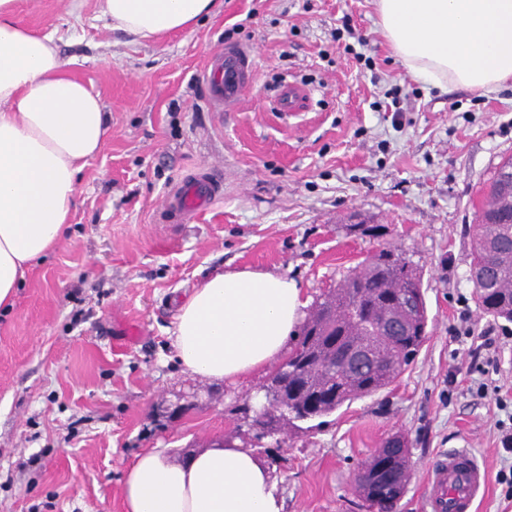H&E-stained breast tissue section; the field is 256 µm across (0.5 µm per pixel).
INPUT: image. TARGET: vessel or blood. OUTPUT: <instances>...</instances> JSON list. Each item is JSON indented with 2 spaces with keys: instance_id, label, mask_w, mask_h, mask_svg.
Returning <instances> with one entry per match:
<instances>
[{
  "instance_id": "1",
  "label": "vessel or blood",
  "mask_w": 512,
  "mask_h": 512,
  "mask_svg": "<svg viewBox=\"0 0 512 512\" xmlns=\"http://www.w3.org/2000/svg\"><path fill=\"white\" fill-rule=\"evenodd\" d=\"M253 57L249 48L230 46L208 63V92L219 110L231 108L244 97L252 82ZM303 88L284 85L276 102L282 112H294L305 97ZM223 180L213 172L194 177L173 190L167 201L169 213L188 219L222 192ZM486 484V473L468 452L452 451L435 459L428 468L426 490L429 512H473L474 502Z\"/></svg>"
}]
</instances>
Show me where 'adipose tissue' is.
<instances>
[{"instance_id": "1", "label": "adipose tissue", "mask_w": 512, "mask_h": 512, "mask_svg": "<svg viewBox=\"0 0 512 512\" xmlns=\"http://www.w3.org/2000/svg\"><path fill=\"white\" fill-rule=\"evenodd\" d=\"M114 30L150 40L196 25L219 0H98ZM392 53L434 87L491 93L512 81V0H376ZM18 0H0V307L12 303L31 263L65 235L77 176L103 147L109 115L97 94L64 74L52 37L18 25ZM288 277L218 272L176 318L184 371L237 382L288 348L303 307ZM124 512H281L265 464L242 448L204 449L174 462L166 449L135 457Z\"/></svg>"}]
</instances>
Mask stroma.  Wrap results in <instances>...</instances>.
I'll list each match as a JSON object with an SVG mask.
<instances>
[{"mask_svg":"<svg viewBox=\"0 0 512 512\" xmlns=\"http://www.w3.org/2000/svg\"><path fill=\"white\" fill-rule=\"evenodd\" d=\"M16 20L54 37L111 132L78 176L62 241L0 310V512H123L138 454L164 448L181 462L233 431L265 460L283 512H369L356 476L395 435L411 462L397 512H427L429 465L462 448L488 475L477 512H512L499 482L512 467V324L479 310L469 279L483 190L512 157L511 86L417 80L379 32L374 0H223L157 40L113 30L97 0H21ZM344 23L367 38V62L335 41ZM228 45L252 49L254 79L237 108L216 112L203 71ZM286 79L311 91L293 113L275 108ZM213 165L224 191L211 207L163 218L170 191ZM388 245L423 274L428 340L394 384L323 426L254 439L240 408L268 370L229 384L178 363L176 316L208 276L277 272L312 303Z\"/></svg>","mask_w":512,"mask_h":512,"instance_id":"35a3bbf8","label":"stroma"}]
</instances>
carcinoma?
<instances>
[{
	"instance_id": "carcinoma-1",
	"label": "carcinoma",
	"mask_w": 512,
	"mask_h": 512,
	"mask_svg": "<svg viewBox=\"0 0 512 512\" xmlns=\"http://www.w3.org/2000/svg\"><path fill=\"white\" fill-rule=\"evenodd\" d=\"M470 274L478 307L512 323V195L493 174L477 215ZM424 295L421 275L402 253L382 249L322 294L288 352V369L264 384V402L244 403L242 414L257 439L273 438L336 412L344 404L393 384L427 340V311L414 319L402 313L405 295ZM396 316L394 341L370 335L363 322ZM363 348L372 355L361 368L350 362ZM411 465L404 439L394 437L364 463L356 490L368 507L394 512L409 483Z\"/></svg>"
}]
</instances>
